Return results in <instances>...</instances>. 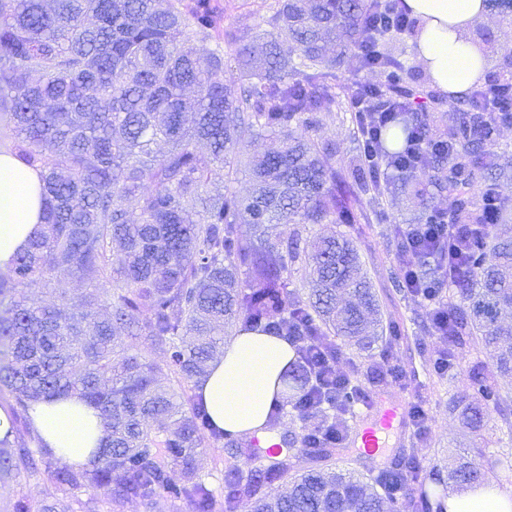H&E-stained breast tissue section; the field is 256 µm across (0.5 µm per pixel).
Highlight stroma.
Masks as SVG:
<instances>
[{"label": "stroma", "instance_id": "1", "mask_svg": "<svg viewBox=\"0 0 512 512\" xmlns=\"http://www.w3.org/2000/svg\"><path fill=\"white\" fill-rule=\"evenodd\" d=\"M472 39L488 50L487 70L498 71L501 48H512V20L495 12L488 14L473 31ZM314 137L335 143L337 165L348 166L359 154L349 113H338L335 120L325 123ZM381 209L386 214L385 219L348 226L347 232L355 241L363 268L375 289L382 323L397 324L402 330L392 360L403 377L381 385L374 383L371 368L380 359L378 351L364 352L354 346L346 347L337 360V369L346 374L358 373L370 396L388 397L407 407L420 406L425 413L424 426L408 427L402 436L393 440L384 458H369L349 450L337 455L331 465L359 474L371 469L378 471L390 467L400 449L405 448L412 453L416 465L427 472L435 466L447 467L452 456L464 453L485 480L510 486L512 406L502 412L489 410L482 427L476 431L464 427L455 409L463 394L469 367L478 363L491 372L495 369V360L489 351L471 343L456 348L457 369L453 377L441 378L434 373L433 361L445 342L434 331L421 329L420 323L427 319L428 310L407 292L399 261V229L410 223L415 206L408 198L387 196ZM232 463L245 472L262 467L261 462L250 456L230 457L222 443L216 441L202 448L198 455L199 472L217 493L224 486V469ZM57 494L51 473L44 470L32 476L9 479L0 482V512H13L15 501L22 497L36 503Z\"/></svg>", "mask_w": 512, "mask_h": 512}]
</instances>
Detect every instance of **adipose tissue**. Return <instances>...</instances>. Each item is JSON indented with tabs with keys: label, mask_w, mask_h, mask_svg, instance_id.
Returning <instances> with one entry per match:
<instances>
[{
	"label": "adipose tissue",
	"mask_w": 512,
	"mask_h": 512,
	"mask_svg": "<svg viewBox=\"0 0 512 512\" xmlns=\"http://www.w3.org/2000/svg\"><path fill=\"white\" fill-rule=\"evenodd\" d=\"M420 21L415 56L433 84L459 97L482 79L486 64L470 37L487 12L484 0H404ZM41 176L0 148V275L41 230ZM295 359L288 341L257 331L238 332L213 359L195 389L213 424L240 436L261 432L281 396L280 375ZM35 433L63 462L86 467L104 444L97 411L76 397L33 403ZM447 512H512V490L493 482L448 492Z\"/></svg>",
	"instance_id": "adipose-tissue-1"
}]
</instances>
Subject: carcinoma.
<instances>
[{
	"label": "carcinoma",
	"mask_w": 512,
	"mask_h": 512,
	"mask_svg": "<svg viewBox=\"0 0 512 512\" xmlns=\"http://www.w3.org/2000/svg\"><path fill=\"white\" fill-rule=\"evenodd\" d=\"M268 30L224 26L218 0H0V121L10 148L42 174L43 230L0 279V393L13 399L15 437L0 440V480L50 472L63 496L109 489L107 512L130 501L149 505L165 494L194 512H215L214 491L199 476L198 449L225 441L228 453L254 455L237 435L217 429L200 401L162 384L142 356L144 341L180 382L198 383L239 326L294 337L295 361L280 376L289 415L300 421V466L277 458L264 471L224 472V512H445L400 452L393 466L368 477L337 472L329 462L346 440L336 417L364 399L350 375L326 382L302 338L332 359L342 345L379 339L378 303L353 240L329 230L303 237L298 224H354L368 219L361 195H412L423 224L462 226L460 249L445 257L399 242L420 288L415 296L448 297V370L455 348L476 341L496 358L491 373L468 371L463 424L478 429L484 409L506 403L499 383L512 375V211L493 204L512 182L498 153L512 109L488 112L477 84L440 106V91L415 83L386 37L413 36L417 21L392 0H279ZM215 47H209L210 43ZM238 63L239 86L224 85V51ZM376 69L380 85L357 76ZM359 94L386 113L375 142L400 160L379 184L367 159L336 168V147L310 131L354 111ZM281 138V146L247 159L252 193L211 184L213 167L231 165L244 127ZM426 146L420 164L414 141ZM446 193L452 207L431 206ZM247 226L250 234L242 232ZM124 260L114 266L112 256ZM309 268L306 298L278 284L288 267ZM66 270L85 284L76 296L54 287ZM76 395L96 409L106 445L79 470L45 447L30 426L31 403ZM180 479L172 477V468ZM291 475L288 491L267 498L268 482ZM448 478L481 484L458 458ZM14 512H70L56 499H25Z\"/></svg>",
	"instance_id": "carcinoma-1"
}]
</instances>
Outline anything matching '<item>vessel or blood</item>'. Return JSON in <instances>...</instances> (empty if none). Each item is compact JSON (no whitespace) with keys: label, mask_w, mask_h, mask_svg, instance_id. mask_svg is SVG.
<instances>
[{"label":"vessel or blood","mask_w":512,"mask_h":512,"mask_svg":"<svg viewBox=\"0 0 512 512\" xmlns=\"http://www.w3.org/2000/svg\"><path fill=\"white\" fill-rule=\"evenodd\" d=\"M408 422L405 408L387 398L374 400L350 436V444L359 454L376 457L382 454L388 439L402 431Z\"/></svg>","instance_id":"b4317fda"}]
</instances>
